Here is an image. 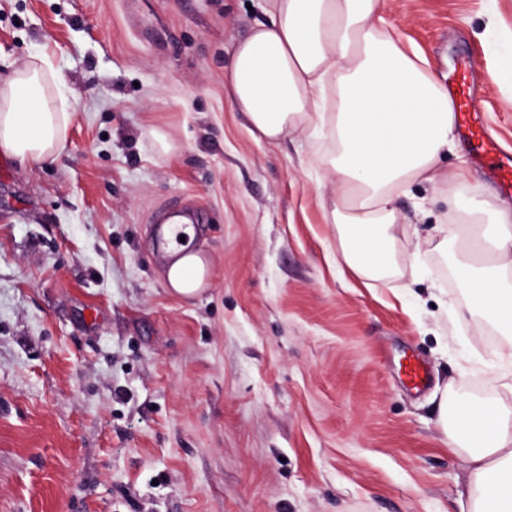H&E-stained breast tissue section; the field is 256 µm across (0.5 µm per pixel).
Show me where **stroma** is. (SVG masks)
<instances>
[{"instance_id": "stroma-1", "label": "stroma", "mask_w": 512, "mask_h": 512, "mask_svg": "<svg viewBox=\"0 0 512 512\" xmlns=\"http://www.w3.org/2000/svg\"><path fill=\"white\" fill-rule=\"evenodd\" d=\"M267 8L0 0V60L47 54L73 103L53 161L0 155V512H465L439 400L512 409V340L431 244L454 215L439 188L400 197L418 234L397 272L337 267L332 141L267 142L224 96ZM385 21L440 81L474 58L480 117L512 151V0H387ZM444 165L512 206L467 143ZM173 203L208 219L191 298L154 250Z\"/></svg>"}]
</instances>
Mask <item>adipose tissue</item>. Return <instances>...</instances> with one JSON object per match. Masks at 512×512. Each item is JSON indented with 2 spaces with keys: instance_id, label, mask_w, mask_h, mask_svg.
Masks as SVG:
<instances>
[{
  "instance_id": "1",
  "label": "adipose tissue",
  "mask_w": 512,
  "mask_h": 512,
  "mask_svg": "<svg viewBox=\"0 0 512 512\" xmlns=\"http://www.w3.org/2000/svg\"><path fill=\"white\" fill-rule=\"evenodd\" d=\"M385 10L386 0H269V23L232 52L224 95L266 140L330 132L336 260L361 278L380 279L395 265L405 223L399 195L416 182L446 188L457 220L440 226L438 246L452 249L471 303L511 336L512 209L463 197L467 172L443 167L457 146L448 90L384 28ZM72 108L66 78L47 56L11 67L0 77V152L23 163L52 160ZM487 215L500 232L492 259L479 263L465 224ZM206 274L200 252L172 246L166 278L177 295L195 296ZM439 415L452 417L466 441L470 512H512V410L460 395Z\"/></svg>"
}]
</instances>
